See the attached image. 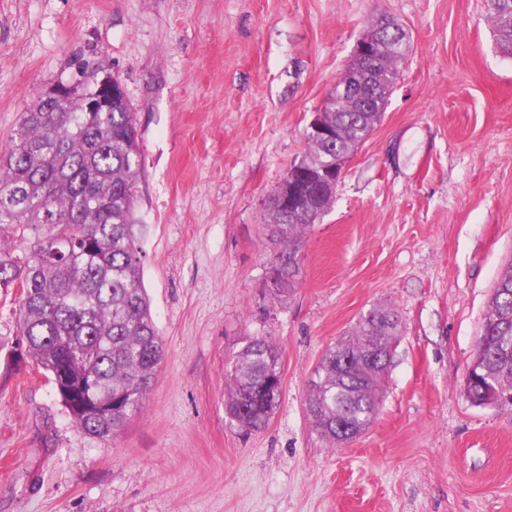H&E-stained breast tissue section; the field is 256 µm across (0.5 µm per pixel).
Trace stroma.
I'll return each instance as SVG.
<instances>
[{"label": "stroma", "mask_w": 512, "mask_h": 512, "mask_svg": "<svg viewBox=\"0 0 512 512\" xmlns=\"http://www.w3.org/2000/svg\"><path fill=\"white\" fill-rule=\"evenodd\" d=\"M380 13L409 35L396 86L304 232L293 298L274 302L261 202ZM78 59L110 69L136 117L165 357L142 412L93 439L18 346L17 292L0 290V512H512V407L464 392L512 267V55L485 0H0V147ZM376 306L403 321L383 403L333 448L310 382ZM252 336L277 344L283 388L248 434L224 374Z\"/></svg>", "instance_id": "35a3bbf8"}]
</instances>
